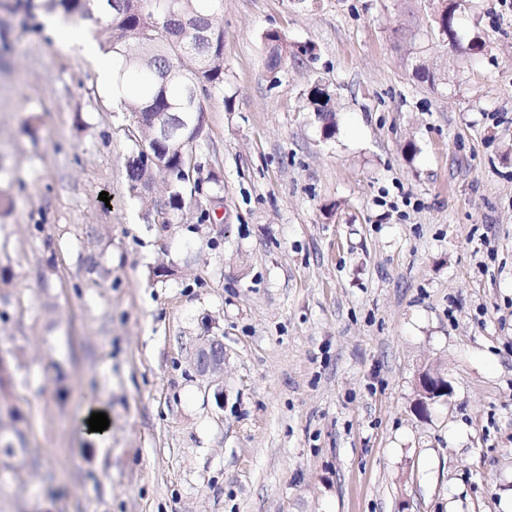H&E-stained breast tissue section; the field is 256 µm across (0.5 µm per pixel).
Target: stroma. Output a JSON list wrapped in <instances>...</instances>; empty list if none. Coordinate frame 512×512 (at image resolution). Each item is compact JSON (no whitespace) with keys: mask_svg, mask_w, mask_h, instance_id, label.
<instances>
[{"mask_svg":"<svg viewBox=\"0 0 512 512\" xmlns=\"http://www.w3.org/2000/svg\"><path fill=\"white\" fill-rule=\"evenodd\" d=\"M437 4L224 0L197 141L224 201L160 224L127 191L131 113L0 0V512H512V12L470 0L472 57ZM270 30L314 48L275 84ZM432 362L453 395L421 417ZM456 10L457 5L455 3H447L445 11L441 16V23L448 27V32L452 35V48L456 51L468 53L471 56H477L483 51L484 44L478 40H472L466 46L463 44L458 32ZM321 99H324V102H321ZM308 100L313 112H317L318 117L323 121L322 134L326 138H331L336 132V120L329 106L330 94L317 83L311 88ZM193 366L210 386H220L224 378V342L218 336H205L193 352Z\"/></svg>","mask_w":512,"mask_h":512,"instance_id":"35a3bbf8","label":"stroma"}]
</instances>
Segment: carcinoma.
<instances>
[{
  "label": "carcinoma",
  "instance_id": "1",
  "mask_svg": "<svg viewBox=\"0 0 512 512\" xmlns=\"http://www.w3.org/2000/svg\"><path fill=\"white\" fill-rule=\"evenodd\" d=\"M221 6L222 0H44L40 6L33 0L24 3L28 11L41 7L66 17L92 15L99 19L102 47L112 53L118 77L134 89L118 104L123 111L143 117L131 133L133 148L125 162L127 190L138 198L151 190L157 177H162L167 198L156 214L163 224L169 223L171 214L183 210L184 194L197 198L224 191V184L214 173L208 182L199 181L208 165L196 150L199 125L189 121L178 138L169 139L160 134L153 120L156 114L179 104L183 105L182 116L202 113V98L224 92V29L216 23ZM456 10L457 5L450 3L441 16V23L452 35V48L477 56L484 44L478 40L463 44ZM181 17L193 19L196 27L208 31V38L199 40L195 30L179 23ZM264 45L270 72L283 68L290 56L296 59L313 51L310 46L293 50L277 30L264 34ZM168 68L176 69L179 77L164 80L161 70ZM308 100L323 121L322 134L332 137L336 120L330 108V94L317 83Z\"/></svg>",
  "mask_w": 512,
  "mask_h": 512
}]
</instances>
